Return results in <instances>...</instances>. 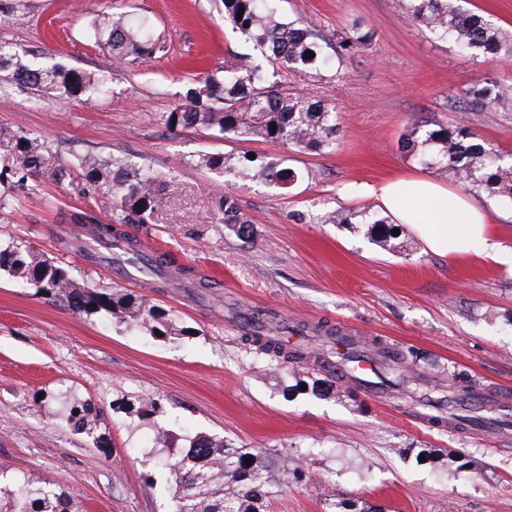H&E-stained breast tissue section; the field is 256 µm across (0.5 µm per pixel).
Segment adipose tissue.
I'll return each mask as SVG.
<instances>
[{"instance_id": "obj_1", "label": "adipose tissue", "mask_w": 512, "mask_h": 512, "mask_svg": "<svg viewBox=\"0 0 512 512\" xmlns=\"http://www.w3.org/2000/svg\"><path fill=\"white\" fill-rule=\"evenodd\" d=\"M375 195L398 223L410 225L437 255L494 259L503 251L488 214L460 187L420 175L398 176L379 185Z\"/></svg>"}]
</instances>
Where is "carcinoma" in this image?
<instances>
[{"mask_svg": "<svg viewBox=\"0 0 512 512\" xmlns=\"http://www.w3.org/2000/svg\"><path fill=\"white\" fill-rule=\"evenodd\" d=\"M224 25L255 55L227 52L224 65L203 72L199 87L191 88L182 102L159 115L168 131L202 127L218 138L277 142L296 152H331L340 128L335 105L324 98L296 95L283 89L282 78L294 72L317 81L343 80L344 64L367 46L370 29L353 22L331 43L313 25L291 18L276 0H220ZM410 24L432 36L452 43L456 50L474 60H512V32L493 24L485 16L466 10L460 0H402ZM88 34L129 64L152 59L165 51L159 36L152 33L147 18L131 11L95 19ZM0 92L16 85L66 98L91 101L106 92L108 78L60 65L24 62L16 47L0 42ZM455 102L470 109L512 112V85L485 76L454 95ZM276 129H271V125ZM400 148L406 157L439 175H451L464 190L484 196L503 209L512 210V153L496 149L478 131L468 127H445L414 119L409 121ZM0 160L11 165L18 181L29 176L55 180L63 176L57 152L40 138L22 130L0 133ZM198 165L214 175L217 186L260 182L285 192L304 178L288 165L285 157L243 154L232 161L220 154L202 155ZM73 168L89 183H109L112 191L102 198L111 223L92 225L93 238L116 249L107 256L89 252L93 263L107 262L123 267L141 262L143 268L167 281L178 271L169 261L145 258L137 240L115 228L117 224H145L167 202L162 178L148 167H135L125 159H104L87 153L74 157ZM220 221L242 238H249L252 221L242 211L238 198L229 190L218 201ZM333 224H366L369 236L381 249L394 251L402 228L389 216L352 208L328 217ZM27 281L37 291L64 302L78 315L111 318L131 328H144L152 336H184L188 330L176 315L148 300L117 295L107 289L79 286L54 261L28 248L0 249V271ZM261 314L254 316L253 333L246 340L255 350L278 363L302 362L306 353L288 348V337L273 338L258 331ZM378 369L360 382L363 387L384 393L407 392L409 376L390 352L375 350ZM91 405L78 398L69 401L66 422L76 432L91 437L96 431ZM252 458L246 464V458ZM174 478V512H267L273 488L309 479L295 458L271 461L263 452H249L216 436H198L185 448L168 449L162 461ZM6 499L5 512H72L61 486L35 477L0 485Z\"/></svg>", "mask_w": 512, "mask_h": 512, "instance_id": "1", "label": "carcinoma"}]
</instances>
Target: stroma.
<instances>
[{
  "label": "stroma",
  "instance_id": "1",
  "mask_svg": "<svg viewBox=\"0 0 512 512\" xmlns=\"http://www.w3.org/2000/svg\"><path fill=\"white\" fill-rule=\"evenodd\" d=\"M24 22L0 21V42L27 60L109 74L107 96L88 103L30 89L0 93V127L22 128L63 158L73 152L122 157L166 177V206L148 223L125 225L146 254L185 271L184 282L120 281L87 260L90 224L108 223L101 190L76 178L4 180L0 248L20 244L62 265L78 284L143 297L174 311L189 335L144 330L74 314L63 302L0 271V478L30 474L62 485L76 512H171L174 484L153 458L166 456L158 427L177 447L195 436L301 459L311 478L275 494L268 512H324L331 501L383 512H512V266L483 257L457 261L428 251L412 231L388 252L363 224H326L349 208L380 211L373 190L398 174H423L399 138L409 119L475 128L512 151V112H461L451 94L492 75L512 83V62L459 56L405 18L401 0H281L290 17L328 38L359 20L371 42L333 84L289 76L286 91L335 103L340 122L331 153H297L275 142L217 139L204 129L166 131L159 113L181 102L198 69L240 50L219 0H128L151 17L169 52L126 64L81 37L114 0H15ZM288 157L307 174L288 194L250 183L234 189L253 222L249 239L217 219L218 194L199 155L244 152ZM260 312L295 326L346 330L365 346L398 353L424 383L452 386L466 373L492 402L481 427L428 420L406 398L369 394L330 377L308 357L275 367L244 342ZM330 380L322 396L309 391ZM97 412V439L65 421L66 399ZM156 400L164 411L145 414Z\"/></svg>",
  "mask_w": 512,
  "mask_h": 512
}]
</instances>
